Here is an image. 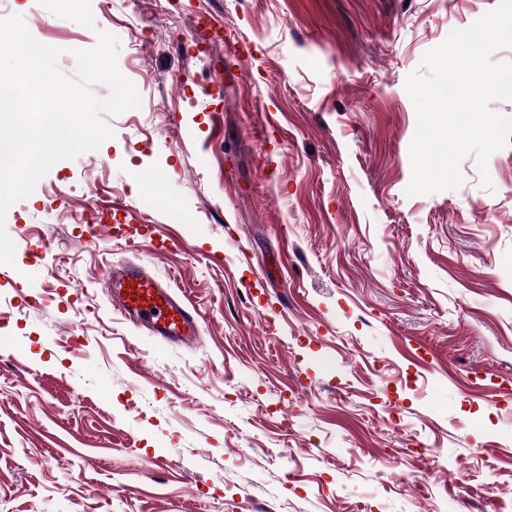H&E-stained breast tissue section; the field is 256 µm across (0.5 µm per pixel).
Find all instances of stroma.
I'll return each mask as SVG.
<instances>
[{
  "instance_id": "1",
  "label": "stroma",
  "mask_w": 512,
  "mask_h": 512,
  "mask_svg": "<svg viewBox=\"0 0 512 512\" xmlns=\"http://www.w3.org/2000/svg\"><path fill=\"white\" fill-rule=\"evenodd\" d=\"M498 2L0 0L68 75L117 36L142 99L7 212L0 512H512V145L406 193L405 79ZM116 201L166 248L85 247ZM123 259L194 346L113 309ZM113 306L128 324L144 328L168 344L187 345L199 334L202 317L188 300L178 297L170 285H162L141 267L113 263L110 273ZM134 294L135 298H130ZM156 297L162 301L158 304ZM169 310V314L165 311Z\"/></svg>"
}]
</instances>
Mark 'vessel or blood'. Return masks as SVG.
I'll list each match as a JSON object with an SVG mask.
<instances>
[{"label": "vessel or blood", "mask_w": 512, "mask_h": 512, "mask_svg": "<svg viewBox=\"0 0 512 512\" xmlns=\"http://www.w3.org/2000/svg\"><path fill=\"white\" fill-rule=\"evenodd\" d=\"M110 278L113 306L128 324L168 344L186 345L197 339L202 317L171 286L130 262L113 264Z\"/></svg>", "instance_id": "obj_1"}]
</instances>
